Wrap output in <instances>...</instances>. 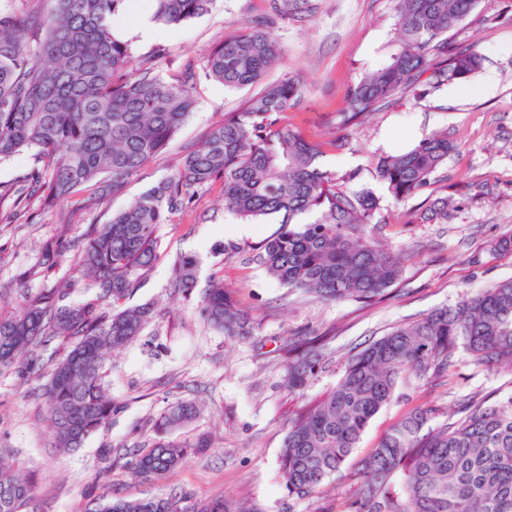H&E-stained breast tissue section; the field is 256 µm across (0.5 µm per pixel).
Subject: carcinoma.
Here are the masks:
<instances>
[{
	"label": "carcinoma",
	"mask_w": 512,
	"mask_h": 512,
	"mask_svg": "<svg viewBox=\"0 0 512 512\" xmlns=\"http://www.w3.org/2000/svg\"><path fill=\"white\" fill-rule=\"evenodd\" d=\"M153 19L175 25L206 14L213 0H153ZM478 0H399L398 45L387 61L347 92L342 125L377 111L401 87L424 74L434 84L467 81L482 58L467 48L448 52V34ZM127 0H22L0 10V163L32 151L41 163L26 188L0 189V205L18 215L28 198L48 202L88 190V209L119 192L160 155L194 107L193 75L166 80L136 64L114 19ZM264 24L229 37L208 56L206 75L231 89L260 86L241 109L224 115L175 172L149 188L105 224L87 232L78 257L96 292L78 303L68 289L40 290L0 316V370H38L37 351L58 342L43 388L53 447L80 448L112 419L105 388L110 354L133 342L152 317L145 303L126 305L159 260L158 228L188 207L198 189L223 179L224 210L250 222L272 220L258 258L283 285L324 302H369L402 274V256L368 231L380 200L349 191L336 174L316 165L317 146L277 116L299 94L285 75L266 83L280 57ZM446 131L413 148L381 158L377 177L397 200L426 186L455 152ZM314 216L310 222L299 218ZM199 261L182 256L174 287L191 298ZM207 324L232 338L253 335L246 312L211 281L198 299ZM323 337L306 336L288 348V389H302L322 365ZM477 367L512 365V279L499 281L454 305L435 308L368 343L346 362L334 389L291 419L279 457L288 496L304 499L327 481L355 485L341 512H512V396L487 405L470 401L464 415L434 422L435 412L413 407L378 445L347 470L372 418L394 399L406 379L448 376L457 354ZM197 416L182 401L157 419L146 448L129 461L138 478L166 474L209 447L206 438L175 433ZM35 481L0 461V512H27ZM85 512H255L222 497L197 502L188 492L146 499L113 498Z\"/></svg>",
	"instance_id": "cac0c4a2"
}]
</instances>
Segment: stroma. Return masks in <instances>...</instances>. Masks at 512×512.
<instances>
[{
	"mask_svg": "<svg viewBox=\"0 0 512 512\" xmlns=\"http://www.w3.org/2000/svg\"><path fill=\"white\" fill-rule=\"evenodd\" d=\"M296 15L280 18L272 0H215L210 11L178 25H159L149 42L130 39L134 56H153L156 76L170 80L193 67L196 106L167 150L148 162L124 190L89 210L83 194L44 205L32 199L25 216L0 223V313L18 309L25 293L72 279L69 296H86L75 264L89 225L112 214L168 177L183 152L199 143L238 109L252 88L229 89L206 78L209 52L225 37L266 23L281 45L268 81L299 77L302 90L288 110L289 122L319 145L320 168L346 177V189H367L381 199L374 230L388 248L403 252L400 280L377 301L324 303L290 290L269 276L256 250L271 224L243 225L226 212L221 181L199 189L188 208L161 225L163 255L134 305L150 303L154 314L142 334L112 354L105 385L114 402L109 425L83 448L61 455L52 447L41 388L47 370L23 377L0 373V448L12 449L20 467L36 471L39 512H84L99 498L161 496L183 489L195 499H246L259 512H340L354 485L325 483L311 498L289 497L279 470L288 421L337 383L350 355L392 328L443 305H452L494 283L512 278V255L492 252L512 235V0H478L449 41L483 58L469 81L434 87L414 83L362 123L345 127L340 116L351 85L379 68L396 37L398 0H298ZM448 131L457 149L418 194L395 200L375 174L378 160L404 152L436 131ZM342 148H334L333 140ZM447 200L448 215L426 219L434 202ZM64 241L57 264L30 280L46 246ZM236 254L224 253L225 243ZM201 260L200 283L218 279L251 317L256 336L227 337L202 318L196 300L174 295L172 270L183 255ZM330 332L326 364L299 393L286 388L284 348L291 339ZM512 395V366H474L459 354L447 378L409 389L407 398L379 412L363 433L360 451L376 446L410 407L450 414L469 397L492 401ZM196 402L197 418L178 433L204 432L210 450L152 480L136 478L129 451L146 447L155 421L177 402ZM111 449L104 462L102 449ZM111 465L108 479L98 471Z\"/></svg>",
	"mask_w": 512,
	"mask_h": 512,
	"instance_id": "35a3bbf8",
	"label": "stroma"
}]
</instances>
